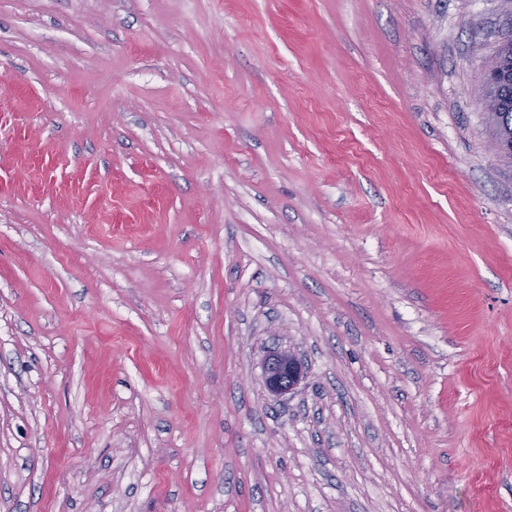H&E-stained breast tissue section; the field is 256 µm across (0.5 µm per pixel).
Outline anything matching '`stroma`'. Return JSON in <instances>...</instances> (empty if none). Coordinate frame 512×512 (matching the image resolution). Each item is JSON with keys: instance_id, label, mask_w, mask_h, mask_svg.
I'll use <instances>...</instances> for the list:
<instances>
[{"instance_id": "35a3bbf8", "label": "stroma", "mask_w": 512, "mask_h": 512, "mask_svg": "<svg viewBox=\"0 0 512 512\" xmlns=\"http://www.w3.org/2000/svg\"><path fill=\"white\" fill-rule=\"evenodd\" d=\"M511 24L0 0V512H512ZM502 119L492 123V136L497 144L501 156L512 163V99L511 95L505 100ZM510 143L511 150L504 149V145ZM263 368L266 389L278 396L294 390L304 376V363L291 349L267 351Z\"/></svg>"}]
</instances>
